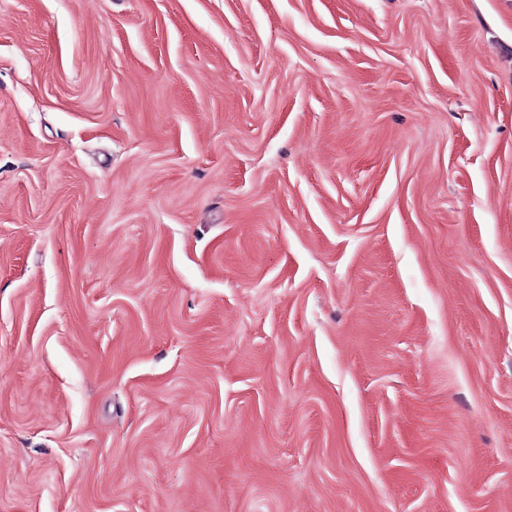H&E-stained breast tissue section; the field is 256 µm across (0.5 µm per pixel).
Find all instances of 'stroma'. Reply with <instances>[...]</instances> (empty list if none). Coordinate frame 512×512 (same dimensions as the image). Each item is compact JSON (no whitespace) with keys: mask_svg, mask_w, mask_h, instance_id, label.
Here are the masks:
<instances>
[{"mask_svg":"<svg viewBox=\"0 0 512 512\" xmlns=\"http://www.w3.org/2000/svg\"><path fill=\"white\" fill-rule=\"evenodd\" d=\"M0 512H512V0H0Z\"/></svg>","mask_w":512,"mask_h":512,"instance_id":"stroma-1","label":"stroma"}]
</instances>
